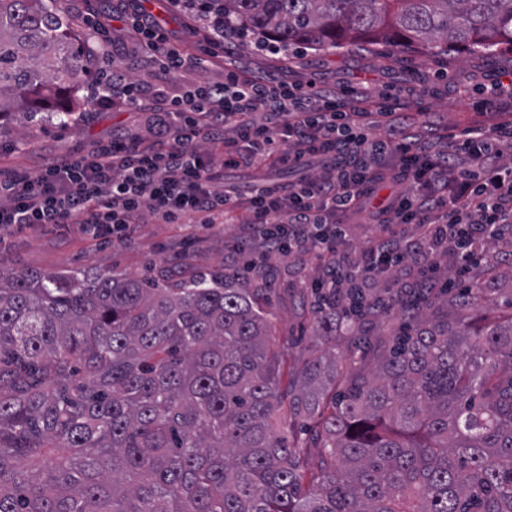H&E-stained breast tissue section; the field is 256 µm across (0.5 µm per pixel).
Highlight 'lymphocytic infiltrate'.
<instances>
[{
	"label": "lymphocytic infiltrate",
	"instance_id": "1",
	"mask_svg": "<svg viewBox=\"0 0 512 512\" xmlns=\"http://www.w3.org/2000/svg\"><path fill=\"white\" fill-rule=\"evenodd\" d=\"M144 2L112 0L108 19L138 34L154 67L167 73L190 68L181 49L186 35L223 51V17L200 12L185 35L161 34ZM483 93L486 123L450 135L442 153L408 134L399 121L398 94L294 85L230 68L221 80L193 91H156L152 140L127 133L0 180V231L77 224L92 237L122 243L147 212L163 224L185 218L239 223L247 242L308 256L323 270L321 287L330 291L349 278L377 279L404 247L424 270L439 249L451 248L461 278L488 265L489 245L512 227V165L503 162L500 149L503 138L512 139L503 116L505 85L484 86ZM258 112L263 121L255 120ZM374 124L389 128L387 139H373ZM204 143L222 146L223 167L201 151ZM270 156L294 172L292 181L267 182L245 196L225 188V169ZM385 182H406L410 189L386 208L370 209L367 198ZM241 208L250 214L242 223L236 220ZM345 215L381 225L385 233L356 267L347 262ZM407 224L416 227L414 239L402 232Z\"/></svg>",
	"mask_w": 512,
	"mask_h": 512
}]
</instances>
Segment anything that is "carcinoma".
Listing matches in <instances>:
<instances>
[{
	"instance_id": "cac0c4a2",
	"label": "carcinoma",
	"mask_w": 512,
	"mask_h": 512,
	"mask_svg": "<svg viewBox=\"0 0 512 512\" xmlns=\"http://www.w3.org/2000/svg\"><path fill=\"white\" fill-rule=\"evenodd\" d=\"M224 34L284 46L373 39L512 48V0H200ZM44 0H0V120L84 78ZM201 269L152 286L110 272L0 269V512H512V320L407 325L284 385L260 288ZM313 307L320 340L370 314ZM344 390L330 396L336 381ZM315 422L306 453L274 422Z\"/></svg>"
}]
</instances>
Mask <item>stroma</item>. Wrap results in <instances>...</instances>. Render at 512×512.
I'll return each mask as SVG.
<instances>
[{"label": "stroma", "instance_id": "1", "mask_svg": "<svg viewBox=\"0 0 512 512\" xmlns=\"http://www.w3.org/2000/svg\"><path fill=\"white\" fill-rule=\"evenodd\" d=\"M235 61L257 74L274 72L292 83L312 80L326 88L362 84L378 90L400 88L409 124L446 134L484 120L480 88L500 71L512 69V50L490 55L458 50L444 53L353 42L323 50L292 46L283 55L259 52L247 43L236 47ZM114 65L124 70L130 81L175 93L222 77L221 68L209 61L195 72L181 74L163 72L125 54L115 56ZM102 74L101 68H93L77 85L67 101L73 110L68 121H61L51 107L28 121H1L0 176L36 170L51 157L80 153L124 131L151 139L152 113L138 106L118 112L111 104L96 101V82ZM462 85L468 86L469 93L460 98L455 90ZM238 236L235 224L216 231L201 226L191 240L185 225L159 224L148 215L138 224L133 240L123 245L86 236L74 225L41 233L5 232L0 234V266L41 271L81 267L152 281L164 272L181 279L200 267H220L235 274L255 264L251 281L254 287L269 291L267 303L277 349L284 373H291L314 353L309 282L320 269L305 256L273 252L256 259L250 251L237 250ZM511 253L512 236L495 241L489 247L494 271L472 273V283L484 288L481 301L467 313L473 324L512 316V271L501 263ZM398 321V308L389 306L355 330L337 333L333 341L337 359L348 357L355 334L371 336L381 344L391 337Z\"/></svg>", "mask_w": 512, "mask_h": 512}]
</instances>
